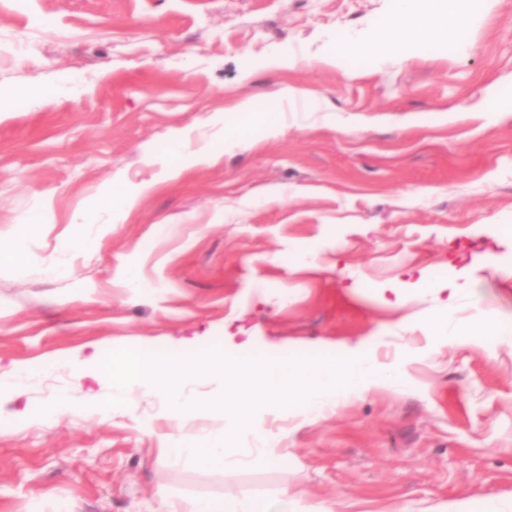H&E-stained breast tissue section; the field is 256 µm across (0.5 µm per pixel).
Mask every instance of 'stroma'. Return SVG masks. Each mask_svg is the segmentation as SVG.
I'll return each instance as SVG.
<instances>
[{"mask_svg":"<svg viewBox=\"0 0 512 512\" xmlns=\"http://www.w3.org/2000/svg\"><path fill=\"white\" fill-rule=\"evenodd\" d=\"M394 0H0V374L56 359L25 393L0 391V512H165L288 493L290 512H512V345L429 350L425 323H512V0H470L465 33L403 59H325L347 36L386 38ZM296 57L293 67L256 61ZM282 101L278 134L229 143L240 101ZM205 158L175 178L150 150L172 133ZM120 176L144 186L122 223L92 212L91 252L66 250L73 216ZM309 242L298 269L274 264ZM136 266L144 292L127 289ZM439 286L421 282V275ZM413 299L395 304L394 289ZM384 337L408 387H377L313 422L281 417L287 462L204 469L159 453L224 429L173 423L161 392L95 412L105 377L76 380L93 346L195 354L223 344L332 356ZM68 393L70 412L35 421Z\"/></svg>","mask_w":512,"mask_h":512,"instance_id":"obj_1","label":"stroma"}]
</instances>
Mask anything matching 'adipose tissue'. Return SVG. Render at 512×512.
Segmentation results:
<instances>
[{"label":"adipose tissue","instance_id":"adipose-tissue-1","mask_svg":"<svg viewBox=\"0 0 512 512\" xmlns=\"http://www.w3.org/2000/svg\"><path fill=\"white\" fill-rule=\"evenodd\" d=\"M459 0H395V9L386 25L390 32L387 45L366 44L355 40L341 42L329 58L330 65L347 69L358 56L370 55L384 60L393 55H404L429 48L447 37V17ZM284 104L258 111L252 101L239 102L230 114L234 124L233 142L251 140L257 128L276 133L281 125L280 114ZM456 301L448 296L439 310L427 320L429 347L463 346L476 341L490 346L512 344V324L502 322L493 312L482 311L476 322H454L450 311ZM185 512H288L287 498L261 500L246 495H226L220 498H196Z\"/></svg>","mask_w":512,"mask_h":512}]
</instances>
